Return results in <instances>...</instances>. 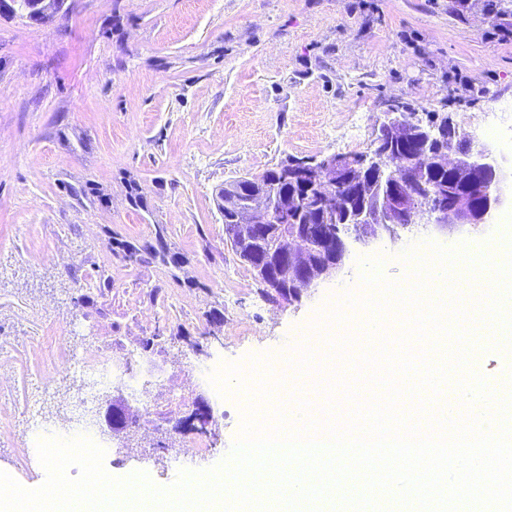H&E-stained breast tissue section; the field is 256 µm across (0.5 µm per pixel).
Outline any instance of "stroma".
<instances>
[{
  "mask_svg": "<svg viewBox=\"0 0 512 512\" xmlns=\"http://www.w3.org/2000/svg\"><path fill=\"white\" fill-rule=\"evenodd\" d=\"M501 0H66L47 23L0 15V471L47 474L41 438H73L62 401L78 351L133 350L156 367L126 439L99 429L114 477L161 487L230 453L244 405L218 403L212 369L296 353L372 258L391 282L413 254L475 252L512 230L413 227L353 248L342 271L288 305L271 301L226 241L219 192L287 159L366 151L392 106L448 114L476 135L512 105V14ZM51 380L40 430L22 415ZM221 405L209 433L175 424L195 398Z\"/></svg>",
  "mask_w": 512,
  "mask_h": 512,
  "instance_id": "stroma-1",
  "label": "stroma"
}]
</instances>
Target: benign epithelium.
I'll return each mask as SVG.
<instances>
[{
    "label": "benign epithelium",
    "mask_w": 512,
    "mask_h": 512,
    "mask_svg": "<svg viewBox=\"0 0 512 512\" xmlns=\"http://www.w3.org/2000/svg\"><path fill=\"white\" fill-rule=\"evenodd\" d=\"M63 3L64 0H0V13L20 14L32 21L46 22L61 11ZM413 139L446 140L448 147L431 154L419 153L415 158L391 152L394 142ZM459 140L466 143L463 151L453 146V142ZM422 166L464 173L478 183L491 186L492 192L480 205L474 201V195L465 190L451 192L449 199L425 210L419 209L414 205L410 188L403 187V181H412ZM354 169H373L387 175L389 183L375 191L368 206L344 213L345 228L336 234V258L316 267L310 266L308 259L315 254L319 233L308 224L284 223L294 211L293 200L275 196L265 187L254 192L241 228L264 230L271 224L277 225L278 253L297 262V271L271 288L273 297L292 303L300 300L309 288L335 277L343 268L353 241L367 245L385 234L395 240L399 231L412 224L437 229L457 224H491L499 210L512 201V164L506 165L488 143L460 133L452 123H441L437 115L425 122L416 113L386 112L364 153L355 158L333 154L320 160H291L287 173L288 180L315 188L323 208L334 214L340 206L336 187ZM211 421L208 404L203 400L195 401L184 419V430L204 431ZM106 424L111 434L125 435L137 427L135 412L127 401L115 398L109 405Z\"/></svg>",
    "instance_id": "obj_1"
}]
</instances>
